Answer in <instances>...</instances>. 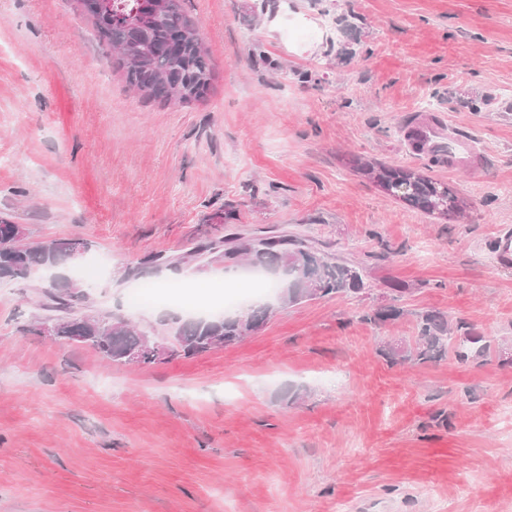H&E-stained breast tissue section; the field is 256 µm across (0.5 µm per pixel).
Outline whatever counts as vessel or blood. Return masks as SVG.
<instances>
[{"mask_svg":"<svg viewBox=\"0 0 512 512\" xmlns=\"http://www.w3.org/2000/svg\"><path fill=\"white\" fill-rule=\"evenodd\" d=\"M405 147L410 156L448 171H472L482 163L470 137L449 135L447 123L430 114L412 116L404 127Z\"/></svg>","mask_w":512,"mask_h":512,"instance_id":"obj_1","label":"vessel or blood"}]
</instances>
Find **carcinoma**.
Segmentation results:
<instances>
[{"label":"carcinoma","instance_id":"carcinoma-1","mask_svg":"<svg viewBox=\"0 0 512 512\" xmlns=\"http://www.w3.org/2000/svg\"><path fill=\"white\" fill-rule=\"evenodd\" d=\"M76 8L93 22L99 40L109 48L127 83L148 99L189 104L202 98L211 86L214 70L210 56L200 42L198 27L182 0H75ZM361 170L390 195L425 214L455 219L462 207L453 190L431 177L400 166L363 164ZM16 223L0 216V282H22L23 274L68 265L60 249L62 240L29 243L16 240ZM224 251L225 258L244 257V264L277 275L276 294L295 305L307 300L366 292L362 267L347 260L330 261L304 241L273 236L245 247L224 249V242L204 244L190 252L201 259ZM54 322L64 324L68 341L92 348L109 363H125L124 353L138 345L136 330L120 327L103 337L97 329L100 316L91 315L85 324L71 320L77 303L85 299L81 285L69 279L56 284L48 295ZM403 310L379 307L360 319L376 327L399 318ZM450 328L440 312L419 315L417 336L409 345H387L382 355L392 364L407 361L425 363L441 358L448 349ZM169 357L206 353L216 347L212 336L224 337L229 345L243 338L238 316L222 315L180 322L171 326Z\"/></svg>","mask_w":512,"mask_h":512}]
</instances>
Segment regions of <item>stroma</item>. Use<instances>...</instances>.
Wrapping results in <instances>:
<instances>
[{
  "mask_svg": "<svg viewBox=\"0 0 512 512\" xmlns=\"http://www.w3.org/2000/svg\"><path fill=\"white\" fill-rule=\"evenodd\" d=\"M214 69L188 105L129 90L73 0H0V213L30 240L80 237L79 310L165 335L184 306L129 278L236 234L360 263L366 294L278 307L242 340L131 369L32 333L48 273L0 283V512H512V0H183ZM429 100L486 163L414 160ZM449 184V221L379 191L352 158ZM406 285L393 293L394 283ZM397 306L375 327L363 311ZM465 323L436 362L389 365L418 314Z\"/></svg>",
  "mask_w": 512,
  "mask_h": 512,
  "instance_id": "35a3bbf8",
  "label": "stroma"
}]
</instances>
